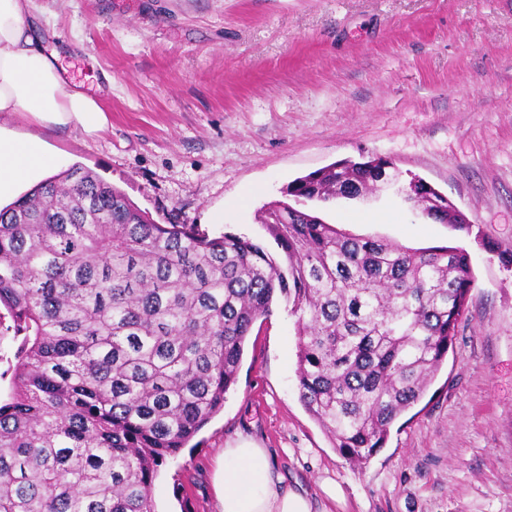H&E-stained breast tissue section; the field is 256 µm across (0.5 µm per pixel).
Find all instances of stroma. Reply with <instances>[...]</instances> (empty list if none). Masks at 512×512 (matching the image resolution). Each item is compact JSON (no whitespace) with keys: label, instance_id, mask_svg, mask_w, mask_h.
Listing matches in <instances>:
<instances>
[{"label":"stroma","instance_id":"1","mask_svg":"<svg viewBox=\"0 0 512 512\" xmlns=\"http://www.w3.org/2000/svg\"><path fill=\"white\" fill-rule=\"evenodd\" d=\"M66 81L97 98L96 136L40 135L160 224L272 245L257 215L296 177L382 156L468 218L451 230L396 187L318 206L327 223L413 248L461 246L468 312L423 399L357 466L299 397L296 317L277 303L194 447L161 467L157 512H220L225 449L268 452L317 512H512V0H32ZM342 495L329 499L326 482Z\"/></svg>","mask_w":512,"mask_h":512}]
</instances>
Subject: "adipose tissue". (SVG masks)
<instances>
[{"label":"adipose tissue","instance_id":"obj_1","mask_svg":"<svg viewBox=\"0 0 512 512\" xmlns=\"http://www.w3.org/2000/svg\"><path fill=\"white\" fill-rule=\"evenodd\" d=\"M30 0H0V113L27 117L34 130L0 126V201L18 197L52 158L36 128H78L87 135L105 130L109 115L100 102L68 87L54 55L40 45L29 22ZM264 449L243 444L224 451L221 512H313L304 495L284 490Z\"/></svg>","mask_w":512,"mask_h":512}]
</instances>
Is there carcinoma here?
Here are the masks:
<instances>
[{
	"label": "carcinoma",
	"instance_id": "obj_1",
	"mask_svg": "<svg viewBox=\"0 0 512 512\" xmlns=\"http://www.w3.org/2000/svg\"><path fill=\"white\" fill-rule=\"evenodd\" d=\"M391 162L341 163L260 216L284 259L245 236L157 224L80 165L0 208V339L22 337L0 400V512H156L153 486L224 407L253 324L297 316L300 399L363 464L420 401L475 277L463 247L352 235L299 208L379 186ZM418 208L448 213L421 185Z\"/></svg>",
	"mask_w": 512,
	"mask_h": 512
}]
</instances>
